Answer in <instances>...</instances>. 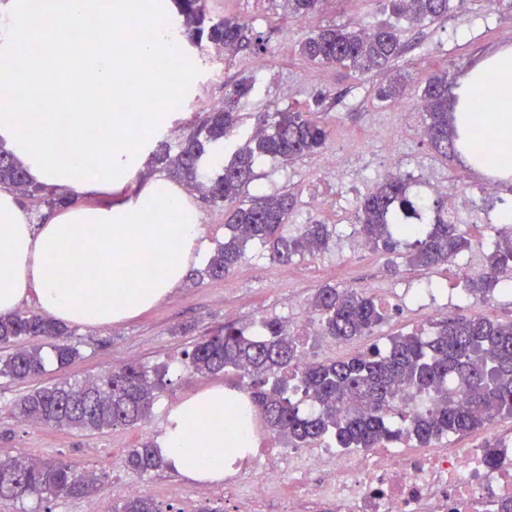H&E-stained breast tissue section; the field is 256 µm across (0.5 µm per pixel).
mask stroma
<instances>
[{
  "mask_svg": "<svg viewBox=\"0 0 512 512\" xmlns=\"http://www.w3.org/2000/svg\"><path fill=\"white\" fill-rule=\"evenodd\" d=\"M209 8L213 15L237 16L262 32L266 50L257 54L246 49L205 62L196 47L187 46L188 59L198 66L200 74L177 107L166 137H182L196 123L198 113L221 101L225 90L245 74L254 76L255 88L244 107L245 118L227 141L229 149H236L250 137L254 113L290 105L327 113L331 138L325 153L290 165L261 162L259 177L250 190L271 193L288 189L296 199L293 223L313 218L334 225L336 233L324 252L298 256L288 264L273 261L264 250L248 249L237 268L223 279L182 282L155 307L110 328L73 329L71 340L81 356L72 365H48L36 383L0 378V457L33 452L96 471L102 480L96 494L81 499L53 498L37 504V512H98L103 504L120 503L122 489L135 481L121 464L123 456L142 440L161 435L173 404L214 385L238 388L235 374L200 378L179 368L183 351L224 323L248 326L277 317L290 329H297L309 317L308 304L314 293L327 284L363 290L390 301L392 316L374 335L347 343L308 335L307 352L313 359L324 361L356 354L375 344L388 345L392 336L420 328L421 307L435 303L440 304L443 319L468 310L493 320H512V299L497 296L464 308L448 301L462 290L463 276L475 278L483 273V256L477 246L464 253L461 261L429 271L408 266L394 255L354 247L358 239L356 200L386 178L378 158L389 149L403 156V172L413 174L422 186L446 179L455 183L458 195L478 203L474 223L462 227L476 243L489 234L486 216L497 214L503 201H512V179L494 180L489 194L479 193L481 173L457 160L441 158L424 139L414 92H407L395 106L380 107L373 88L387 80V72L360 76L302 58L298 48L309 30L302 20L288 16L281 0H209ZM386 19L380 0H323L318 14L322 27H353ZM402 39L406 51L398 66L411 82L444 71L449 81L456 83L483 56L512 46V19L502 18L490 0H468L467 6L456 7L444 24L406 26ZM372 128L377 131L374 142L361 140L351 145L352 137L361 139ZM335 153L341 161L337 169L326 163ZM133 362L150 367L168 365L171 380L150 417L139 424L80 432L33 424L20 418L12 407L14 399L36 384L101 375ZM145 485L161 512H222L224 508V496L218 488L188 484L166 470L146 478Z\"/></svg>",
  "mask_w": 512,
  "mask_h": 512,
  "instance_id": "stroma-1",
  "label": "stroma"
}]
</instances>
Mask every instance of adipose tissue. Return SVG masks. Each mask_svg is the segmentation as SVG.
<instances>
[{
  "instance_id": "obj_1",
  "label": "adipose tissue",
  "mask_w": 512,
  "mask_h": 512,
  "mask_svg": "<svg viewBox=\"0 0 512 512\" xmlns=\"http://www.w3.org/2000/svg\"><path fill=\"white\" fill-rule=\"evenodd\" d=\"M456 93L468 121L497 136L486 158H471V166L511 178L512 48L483 58ZM480 99L492 110L477 111ZM58 188L71 204L38 225L15 192L0 189V315L31 300L63 325L108 328L163 301L203 250L196 207L165 175L144 182L135 174L120 187L85 178ZM132 266L144 269V280H124ZM246 402L241 392L217 385L171 407L158 442L170 472L199 486L222 484L225 471L257 446L251 433L224 421Z\"/></svg>"
}]
</instances>
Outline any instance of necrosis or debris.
Here are the masks:
<instances>
[{"mask_svg":"<svg viewBox=\"0 0 512 512\" xmlns=\"http://www.w3.org/2000/svg\"><path fill=\"white\" fill-rule=\"evenodd\" d=\"M260 448L224 477L229 512H500L512 438L488 448Z\"/></svg>","mask_w":512,"mask_h":512,"instance_id":"1","label":"necrosis or debris"}]
</instances>
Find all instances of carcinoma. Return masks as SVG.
<instances>
[{
    "label": "carcinoma",
    "mask_w": 512,
    "mask_h": 512,
    "mask_svg": "<svg viewBox=\"0 0 512 512\" xmlns=\"http://www.w3.org/2000/svg\"><path fill=\"white\" fill-rule=\"evenodd\" d=\"M321 0H283L284 9L304 20L319 11ZM391 21L360 27L334 26L303 39L299 54L318 65L344 68L360 75L388 67L403 53L401 27L424 25L453 11L455 0H382ZM182 33L203 50L226 54L260 49L263 39L234 16L213 17L207 0H175ZM254 87L242 76L224 92V102L206 112L182 138L158 144L154 162L169 177L202 193L224 212V242L208 259L203 275L222 278L244 258L247 245L258 242L272 259L289 263L296 256L325 250L336 228L319 220L297 226L291 235L284 227L294 202L286 192L248 194L256 177L257 160L283 164L321 153L330 139L329 123L311 112L289 106L258 115L252 135L223 160L224 142L241 120L242 103ZM408 88L407 76L393 75L375 90V99L393 105ZM448 73L428 75L417 89L423 112L424 135L444 158L483 148L486 129L454 125L448 112ZM25 183L24 198L43 200L49 208L69 204L68 196L29 180L22 164L0 145V185ZM417 181L391 174L364 194L356 205V223L362 240L389 254L405 252L408 263L429 269L456 259L472 249V241L459 233L444 199L430 203L427 229L416 235L412 224L400 223L416 214ZM512 227H494V236L482 243L486 271L477 279L464 277L465 290L476 300L494 291L512 294V283L501 282V271L512 269ZM316 335L336 341L370 336L387 319L381 302L364 292L324 286L311 301ZM67 330L39 311H15L0 316V377L35 380L46 371L44 349L60 366L80 357L78 347L65 338ZM300 340L285 322L261 320L252 326L226 324L224 329L198 341L182 353V364L199 377L229 369L247 378L251 403L272 431L293 448H308L324 438L339 448H378L414 439L419 446L449 434L472 433L493 418L512 415V322H494L481 314H461L434 323L431 329L400 333L381 348L331 361L303 360ZM168 371L148 370L129 363L103 377L45 385L15 400L20 416L34 424L78 431H103L135 425L151 412L171 380ZM301 395L315 410L304 412ZM425 400L395 427L388 415L397 401ZM156 440L148 438L128 450L122 464L131 474L145 478L164 469L156 453ZM100 477L79 472L62 460L41 459L30 453L0 459V499L22 503L50 498H83L98 491ZM110 512H160L148 494L129 496Z\"/></svg>",
    "instance_id": "cac0c4a2"
}]
</instances>
